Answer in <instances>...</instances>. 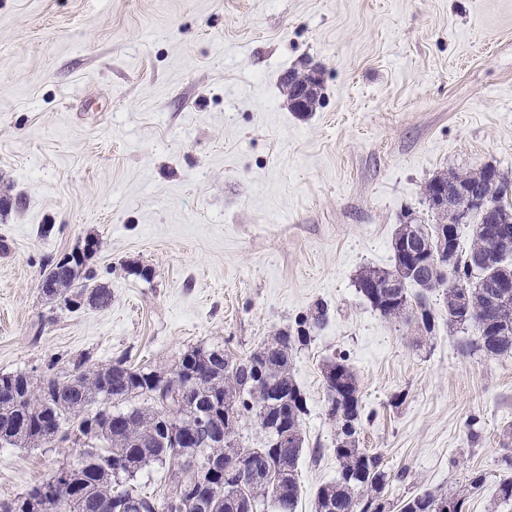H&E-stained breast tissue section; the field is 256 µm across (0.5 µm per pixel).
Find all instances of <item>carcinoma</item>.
I'll use <instances>...</instances> for the list:
<instances>
[{"instance_id":"obj_1","label":"carcinoma","mask_w":512,"mask_h":512,"mask_svg":"<svg viewBox=\"0 0 512 512\" xmlns=\"http://www.w3.org/2000/svg\"><path fill=\"white\" fill-rule=\"evenodd\" d=\"M476 186L490 198L496 215L512 226V181L492 165L475 172L441 173L424 188L429 208L438 216L434 224H401L392 240L394 268L366 267L358 275V292L387 320L413 322L419 335L430 337L441 321L454 329L473 324L479 332V350L490 357L512 355V239L496 242L487 231L481 211L463 220L460 214L435 201L437 186ZM473 225L468 248L461 245L460 227ZM417 240L419 256L403 252L405 241ZM452 261V272L433 277L429 266ZM43 281L54 285L42 289L50 300L72 311V300L92 294L93 308L112 304V293L94 284L96 274L88 260L69 268L52 261ZM415 289L410 293L409 289ZM443 289V308L435 312L428 294ZM328 305L317 302L299 317L295 327L280 331L245 357H236L217 347L186 351L174 371L161 379L162 371L135 368L120 358L104 368L89 367L78 379L69 373L43 381H27L23 372L0 374V445L39 448L55 438L70 440V431L81 434L74 467V490L60 484L56 498L41 500L43 484L10 499L13 512H113L114 498L136 496L149 502L163 501L164 512H194L184 489L196 479L200 464L209 456L224 457L222 489L201 494L204 512H265L271 487L278 484L285 494L272 512H294L301 493L298 466L303 453L302 419L306 398L292 377L290 354L295 346L311 341L313 332L328 317ZM328 395L327 413L336 422L339 462L336 480L320 486L315 494V512H388L384 489L390 476L382 456L359 447L363 406L353 370L344 360L329 363L324 372ZM166 382L169 397L183 386L193 390L199 406L215 413L224 428V442L197 448L179 442L162 443L156 437L159 418L185 423L174 409L153 398L160 382ZM256 417L263 438L256 448L242 445L239 428ZM125 463L119 476L108 469L112 459ZM242 462L263 468L266 481L237 485L231 473ZM152 465L162 470V492L155 496L136 484L138 473ZM485 482L474 472L464 488L441 492L425 490L401 501L399 512H440L444 502L453 512H466L467 495Z\"/></svg>"}]
</instances>
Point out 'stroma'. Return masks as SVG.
Segmentation results:
<instances>
[{
  "label": "stroma",
  "mask_w": 512,
  "mask_h": 512,
  "mask_svg": "<svg viewBox=\"0 0 512 512\" xmlns=\"http://www.w3.org/2000/svg\"><path fill=\"white\" fill-rule=\"evenodd\" d=\"M311 67L322 104L291 111L281 77ZM487 163L512 178V0H0V373L242 357L323 301L292 351L296 512L336 477L338 358L389 502L480 471L467 512H512V355L485 356L472 326L418 340L356 288L393 268L399 224L434 222L431 177ZM90 237L112 304L70 312L40 282ZM75 454L0 447V501Z\"/></svg>",
  "instance_id": "35a3bbf8"
}]
</instances>
